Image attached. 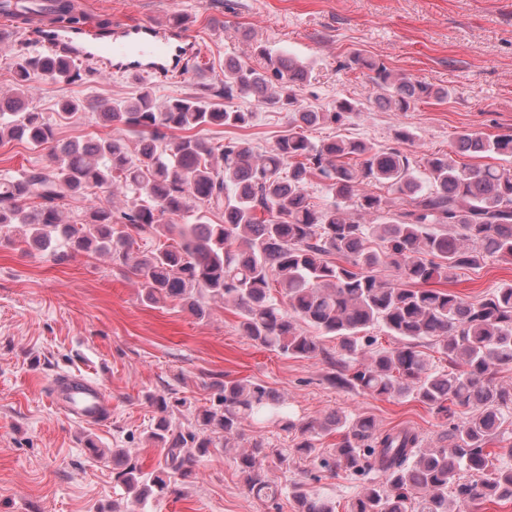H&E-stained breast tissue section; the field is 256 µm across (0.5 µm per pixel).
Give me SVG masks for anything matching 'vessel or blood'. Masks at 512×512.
<instances>
[{
  "instance_id": "1",
  "label": "vessel or blood",
  "mask_w": 512,
  "mask_h": 512,
  "mask_svg": "<svg viewBox=\"0 0 512 512\" xmlns=\"http://www.w3.org/2000/svg\"><path fill=\"white\" fill-rule=\"evenodd\" d=\"M87 44L73 42L67 35L43 39L52 52L95 63L104 70L119 67L132 75L145 74L161 80L175 73H186V60L169 62V44L188 41L183 30H162L149 24L135 28L113 27L110 34L87 31ZM49 400L72 420L82 424H100L112 415V398L96 381L80 377H53L49 382Z\"/></svg>"
}]
</instances>
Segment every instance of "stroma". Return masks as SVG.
Listing matches in <instances>:
<instances>
[{"label":"stroma","instance_id":"obj_1","mask_svg":"<svg viewBox=\"0 0 512 512\" xmlns=\"http://www.w3.org/2000/svg\"><path fill=\"white\" fill-rule=\"evenodd\" d=\"M86 13L118 23L168 24L183 19L198 51L190 71L157 82L118 72L75 84L32 78V111L54 124L61 141L105 132L99 115L64 120L65 99L133 97L152 87L158 103L199 95L224 78V59L262 66L260 48L306 65L309 83L301 104L333 108L349 98L362 110L344 124L309 129L313 141L332 136L376 146L394 144L397 130L412 136L406 152L447 153L458 133H512V0H82ZM383 62L399 75L443 88V100L420 102L406 112L377 105L379 88L366 69L350 66L354 54ZM235 107L252 113L244 128H200V136L247 140L255 152L273 145L289 115L251 97ZM19 229L0 238V512H295L288 497L271 505L248 495L235 457L256 439L288 449V463L270 465L282 486L316 470L314 457L293 450L291 433L268 423H248L241 438L201 457L193 482L136 502L112 478V464L90 457L87 442L104 450L131 448L143 470L162 451L147 441L157 413L148 395H177L196 406L214 401L219 375L246 378L275 390L288 414L318 418L328 412L371 415L380 430L411 428L424 447L437 446L443 421L421 402L385 398L330 385L327 365L256 347L238 330L233 305L209 301L197 318L178 303H145L124 268L106 256L80 253L56 261L22 250ZM512 284V263L486 258L456 271L444 287L467 301ZM80 373L112 394V418L78 424L53 407L47 385L58 373Z\"/></svg>","mask_w":512,"mask_h":512}]
</instances>
